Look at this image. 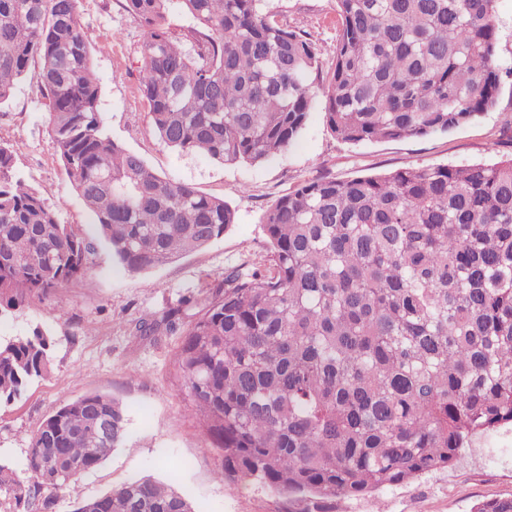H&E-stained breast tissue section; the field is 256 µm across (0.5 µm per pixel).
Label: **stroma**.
<instances>
[{"instance_id":"obj_1","label":"stroma","mask_w":512,"mask_h":512,"mask_svg":"<svg viewBox=\"0 0 512 512\" xmlns=\"http://www.w3.org/2000/svg\"><path fill=\"white\" fill-rule=\"evenodd\" d=\"M270 5L283 24L309 32L323 63H330L336 0H270ZM79 11L101 87L102 119L112 138L140 154L163 179L189 182L224 198L236 222L203 250L144 273L125 271L99 242L92 215L74 193L54 151L36 81L26 76L0 108V142L11 146L25 179L60 202L61 222L93 241L94 250L83 278L47 298H32L23 312L0 320V340L35 328L54 339L50 374L35 381L20 401L0 406V458L23 469L29 438L46 417L80 396L102 393L125 406L127 440L60 492L54 512H74L79 501L142 476L172 484L199 512H301L302 503L262 485L219 480L221 456L190 414L175 377L180 334L163 329L143 337L135 325L176 308L192 320L225 271L262 266L267 240L261 216L302 181L512 156V0L495 2L502 85L494 107L479 119L423 138L351 145L331 134L318 99L287 150L259 164L230 166L202 154H178L159 138L140 90L147 31L119 0H80ZM510 497L512 426L505 425L473 436L446 469L373 494L335 499L329 512H472L481 501Z\"/></svg>"}]
</instances>
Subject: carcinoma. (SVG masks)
I'll return each mask as SVG.
<instances>
[{
    "label": "carcinoma",
    "instance_id": "obj_1",
    "mask_svg": "<svg viewBox=\"0 0 512 512\" xmlns=\"http://www.w3.org/2000/svg\"><path fill=\"white\" fill-rule=\"evenodd\" d=\"M495 0H336L331 67L266 0H121L150 30L141 91L160 139L184 155L257 164L304 129L315 90L338 139L420 138L468 124L501 89ZM196 26L175 34L171 12ZM34 71L50 136L99 240L142 273L224 236V199L158 176L108 134L79 0H0V106ZM26 184L0 143V317L85 274L93 243ZM261 223L264 268H234L182 332L176 367L223 458L219 477L312 506L448 467L467 438L512 423V158L338 181L316 177ZM175 310L136 331L176 327ZM52 337L0 340V405L50 373ZM112 420V436L98 428ZM123 405L91 393L29 439L26 476L0 460L12 512L124 445ZM196 512L175 488L133 479L74 512ZM473 512H512L511 498Z\"/></svg>",
    "mask_w": 512,
    "mask_h": 512
}]
</instances>
